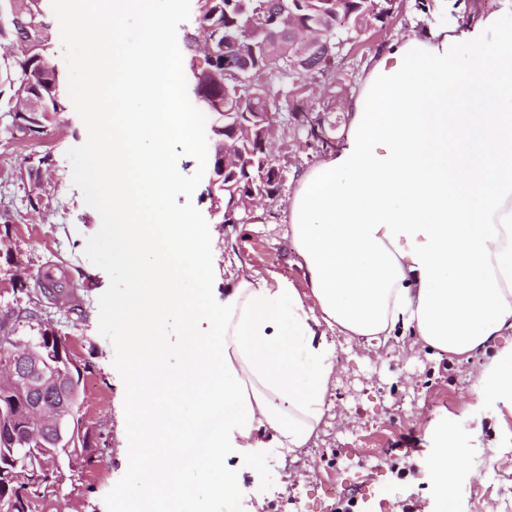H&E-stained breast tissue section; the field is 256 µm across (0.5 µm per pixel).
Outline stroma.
Listing matches in <instances>:
<instances>
[{"label": "stroma", "mask_w": 512, "mask_h": 512, "mask_svg": "<svg viewBox=\"0 0 512 512\" xmlns=\"http://www.w3.org/2000/svg\"><path fill=\"white\" fill-rule=\"evenodd\" d=\"M196 0H185L180 14L166 17L177 51V80L183 110L194 113L192 81L184 36L195 28ZM415 0H400L392 19L350 31L338 49L335 97L328 119L336 139L348 129L344 111L371 57L417 21ZM91 41L76 44L52 38L50 61L61 77L64 95H72L81 75L72 58L89 52ZM278 156L286 170L279 195L253 207L249 222L220 226L207 189L211 165H200L179 142L167 147L181 188L166 204L175 213L191 211L200 223L216 227L211 258L227 273L251 268L265 279L287 278L301 284L303 271L284 212L301 172L322 158L303 135L285 126ZM107 159L109 140L81 112L54 118L44 135L30 139L0 118V234L8 233V252L0 254V308L28 307L38 322L24 324L35 335L39 322H52L84 365L80 409L90 443L81 459L63 465L57 482L46 488L38 512H121L142 496L133 463L142 451L126 432L130 406L121 339L129 325L112 314V300L128 291L127 269L113 257L105 227L111 196H93L81 181L89 150ZM51 162L41 184L29 170L42 157ZM51 271L64 291L50 301L37 280ZM337 352V374L330 407L308 444L292 453L290 466L267 468L268 483L293 488L288 499L263 498V512H512V412L485 420L476 407L473 384L486 357H448L412 347L394 350L328 332ZM447 422L458 434L456 457L462 465L456 496L442 509L427 481L423 463L434 456L430 426Z\"/></svg>", "instance_id": "stroma-1"}]
</instances>
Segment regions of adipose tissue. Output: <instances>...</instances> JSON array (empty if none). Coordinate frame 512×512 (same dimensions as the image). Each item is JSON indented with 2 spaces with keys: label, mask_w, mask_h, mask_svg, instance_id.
Returning <instances> with one entry per match:
<instances>
[{
  "label": "adipose tissue",
  "mask_w": 512,
  "mask_h": 512,
  "mask_svg": "<svg viewBox=\"0 0 512 512\" xmlns=\"http://www.w3.org/2000/svg\"><path fill=\"white\" fill-rule=\"evenodd\" d=\"M182 2L165 0L159 16L141 0H55L61 39L96 40L75 60L83 81L72 108L91 114L111 142L109 160H92L84 180L112 197L107 230L129 272L112 312L132 322L173 308L185 315L177 367L167 363L162 336L133 330L122 339L130 396L153 400L131 408L129 428L144 448L134 464L145 486L137 512H157L198 450L199 472L217 477L211 494L247 506L252 487L266 482L268 450L304 447L324 415L336 374L331 330L486 354L477 400L512 411V26L487 9L463 12L450 27L424 17L373 56L347 106V136L302 172L288 198L302 285L243 270L225 279L223 304L204 312L176 288V275H193L198 293L208 290L216 233L164 205L179 187L168 141L180 138L199 161L210 158L175 86L164 17ZM119 22L143 34L117 52ZM470 88L493 100L494 111L475 116L464 96ZM132 100L138 109H128ZM145 193L154 207L144 217L137 203ZM157 253L166 261L149 263ZM203 312L220 325V342L198 328ZM177 396L196 402L190 419L177 417ZM428 436L437 453L426 477L448 504L457 433L441 423Z\"/></svg>",
  "instance_id": "obj_1"
}]
</instances>
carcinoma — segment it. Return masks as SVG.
I'll use <instances>...</instances> for the list:
<instances>
[{
    "label": "carcinoma",
    "mask_w": 512,
    "mask_h": 512,
    "mask_svg": "<svg viewBox=\"0 0 512 512\" xmlns=\"http://www.w3.org/2000/svg\"><path fill=\"white\" fill-rule=\"evenodd\" d=\"M40 0H0V42L15 43L11 19L30 20L36 13V21H42ZM277 0H197V27L186 34V49L189 52V71L194 79L193 105L206 114L209 140L212 149L213 167H218L217 144L224 140V125L235 122L224 117L226 112L238 113L239 125L251 129V135H238L241 166L240 176L256 180V193L275 197L284 182L277 173L284 172L278 162L267 167L260 181L259 158L265 156L263 142L278 141L280 126L261 124L255 126V112L268 111V105L279 102L281 111L304 112L315 110L309 98V89L297 81L299 74H321L328 76L336 70V57L320 54L312 65L294 66L295 54L305 48L293 44L283 35L269 39L270 31L277 29ZM392 0H297L295 14L298 25L307 29L324 31L333 28V34L345 33L340 27L343 16L351 21L363 20L368 12L374 19L383 22L391 17ZM49 25L42 26L39 39L27 46V54L16 59L0 55V104L3 112L11 118L10 126L30 136L44 134L45 114L58 115L67 111V101L61 94V79L51 65ZM42 92L46 108L36 116L30 112H16L14 108L30 90ZM211 208L220 222L224 218V183L216 184L210 195ZM33 319V315H22L12 308L0 309V360L3 348L11 344V338L19 335V328ZM52 479L40 475V480L20 473L13 477L10 494L0 489V512H32L31 499L40 497V489Z\"/></svg>",
    "instance_id": "obj_1"
}]
</instances>
